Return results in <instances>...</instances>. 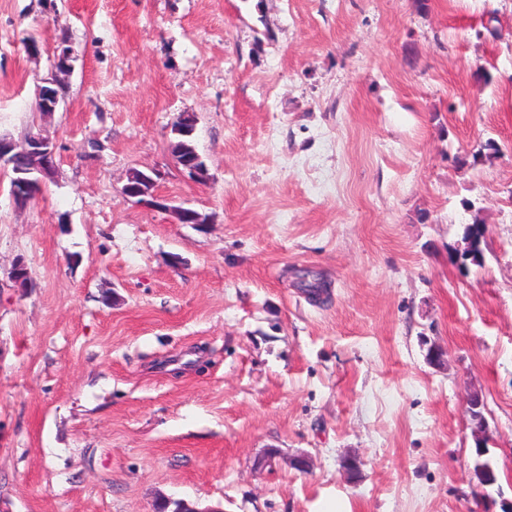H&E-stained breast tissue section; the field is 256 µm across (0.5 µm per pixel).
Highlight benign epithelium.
Instances as JSON below:
<instances>
[{"label":"benign epithelium","mask_w":512,"mask_h":512,"mask_svg":"<svg viewBox=\"0 0 512 512\" xmlns=\"http://www.w3.org/2000/svg\"><path fill=\"white\" fill-rule=\"evenodd\" d=\"M61 103L59 91L45 85L39 88L36 109L43 115L55 112ZM186 144L181 142L176 145L174 158L178 166L188 174L190 178H201L206 171V165L202 157H197L192 162L180 159V153ZM13 166V179L10 186V196L14 204L24 207L33 200L36 190L43 186L46 180L55 171V146L47 138L39 133L28 135L23 143L18 144L9 137L0 134V166ZM156 172L136 170L129 175L122 191L125 196L136 200L138 203H149L157 208L165 209L167 205L162 202L155 192L147 191L141 184L156 185ZM174 214L180 224H208L209 216L205 213L195 212L190 208L175 207ZM483 401L473 394L468 400L467 413L473 425L486 424L482 412ZM167 505L166 512H224L220 507L198 508L184 499L167 498L162 500Z\"/></svg>","instance_id":"7a95c632"}]
</instances>
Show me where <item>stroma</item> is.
<instances>
[{"label": "stroma", "mask_w": 512, "mask_h": 512, "mask_svg": "<svg viewBox=\"0 0 512 512\" xmlns=\"http://www.w3.org/2000/svg\"><path fill=\"white\" fill-rule=\"evenodd\" d=\"M37 132L53 179L20 208L0 175V512L512 497V0H0V133ZM146 168L167 209L123 194ZM484 237L483 221L479 216H474L472 224L466 225L463 234L464 248L459 255L464 262L470 261L473 265H482L483 250L481 248Z\"/></svg>", "instance_id": "1"}]
</instances>
